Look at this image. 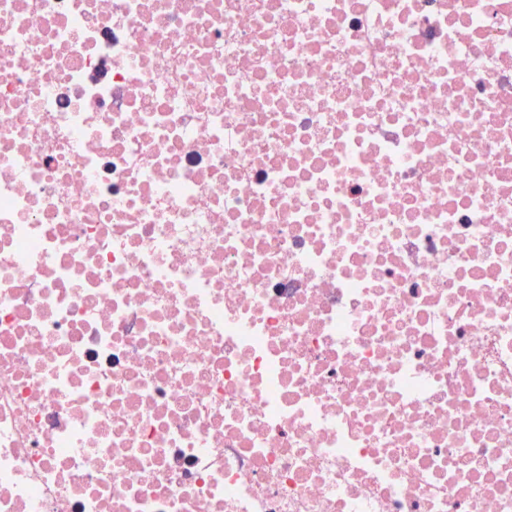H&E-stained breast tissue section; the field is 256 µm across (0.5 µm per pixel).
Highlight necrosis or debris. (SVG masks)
<instances>
[{"label": "necrosis or debris", "mask_w": 512, "mask_h": 512, "mask_svg": "<svg viewBox=\"0 0 512 512\" xmlns=\"http://www.w3.org/2000/svg\"><path fill=\"white\" fill-rule=\"evenodd\" d=\"M0 512H512V0H0Z\"/></svg>", "instance_id": "1"}]
</instances>
